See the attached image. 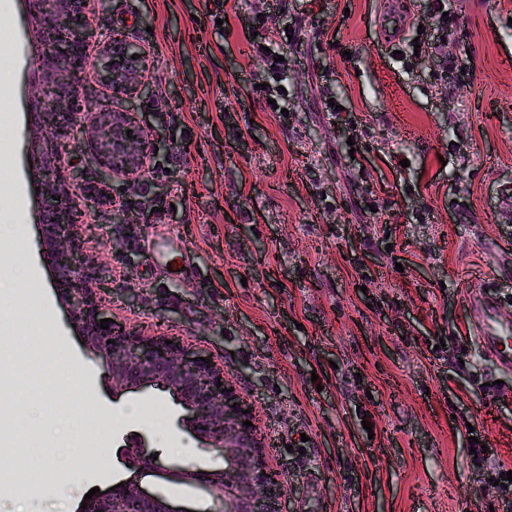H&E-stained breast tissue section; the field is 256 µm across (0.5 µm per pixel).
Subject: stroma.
Masks as SVG:
<instances>
[{"label":"stroma","mask_w":512,"mask_h":512,"mask_svg":"<svg viewBox=\"0 0 512 512\" xmlns=\"http://www.w3.org/2000/svg\"><path fill=\"white\" fill-rule=\"evenodd\" d=\"M455 21L440 77L433 57L394 56L380 34L386 12L409 11L407 39L436 36L431 0H108L91 21L108 37L125 18L128 41L152 65L145 97L111 102L143 133L169 144L147 160L141 182L118 178L83 226L86 248L107 261L105 304L144 336L167 334L223 362L266 437V461L286 490L284 512H486L493 486L476 482L471 432L512 464V374L488 360L473 334L469 299L495 294L512 314V0H448ZM265 25L252 31V18ZM300 45L288 56L284 113L259 85L270 78L251 34L291 21ZM39 29L23 0L0 10V212L25 197L24 243L0 235V355L38 351L39 372L58 382L54 407L68 418L41 430L40 404L15 381L0 407L15 437L0 468L42 460L62 442L63 482L0 491V512H55L69 488L107 491L126 477L117 450L138 434L160 461L220 467L179 430L166 393L113 399L105 364L63 321L36 234L41 181L27 166L33 131L25 104ZM355 118L337 125L324 99ZM409 167H402V160ZM156 199L148 212L143 197ZM182 241L192 274L153 265L151 236ZM136 292V304L124 296ZM468 351L459 366L439 341ZM162 410L156 432L142 420ZM90 415L121 418L104 444L84 436ZM144 484L174 505L216 512L198 487L156 477Z\"/></svg>","instance_id":"1"}]
</instances>
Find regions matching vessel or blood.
I'll list each match as a JSON object with an SVG mask.
<instances>
[{
    "label": "vessel or blood",
    "instance_id": "obj_1",
    "mask_svg": "<svg viewBox=\"0 0 512 512\" xmlns=\"http://www.w3.org/2000/svg\"><path fill=\"white\" fill-rule=\"evenodd\" d=\"M471 317L485 356L512 372V316L502 312L497 297L482 294L471 302Z\"/></svg>",
    "mask_w": 512,
    "mask_h": 512
}]
</instances>
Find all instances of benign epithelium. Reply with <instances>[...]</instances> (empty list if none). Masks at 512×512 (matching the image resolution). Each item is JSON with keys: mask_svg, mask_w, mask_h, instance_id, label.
I'll use <instances>...</instances> for the list:
<instances>
[{"mask_svg": "<svg viewBox=\"0 0 512 512\" xmlns=\"http://www.w3.org/2000/svg\"><path fill=\"white\" fill-rule=\"evenodd\" d=\"M105 5L106 0H25L27 13L43 21L42 51L35 60L37 107L31 111V125L38 135L28 155L43 177L38 229L59 280L58 297L85 351L106 362L113 396L154 388L169 392L184 411L181 427L223 460L221 467L212 470L173 465L168 469L173 479L215 495L221 502L217 512L225 507L228 512H280L285 489L265 461V438L255 426L243 425L252 420L250 406L235 395L223 368L200 360L202 354L175 339L166 343V336L144 339L116 321L107 329L100 328V320L111 317L98 297L104 290L106 269L85 253L80 227L93 208L97 186L141 171L162 145L143 134L128 112L105 109L90 117L84 112L75 83L86 68L87 47L95 38L90 17ZM96 67L108 77L114 97L131 99L148 91L140 80L148 69L147 56L120 33L112 35ZM86 122L102 146L92 178L72 163L84 153L71 138L72 131ZM77 191L80 203L74 199ZM120 456L133 472L154 461V453L141 436L120 449ZM126 503L134 505V512H188L128 479L86 501L81 512H126Z\"/></svg>", "mask_w": 512, "mask_h": 512, "instance_id": "obj_1", "label": "benign epithelium"}]
</instances>
